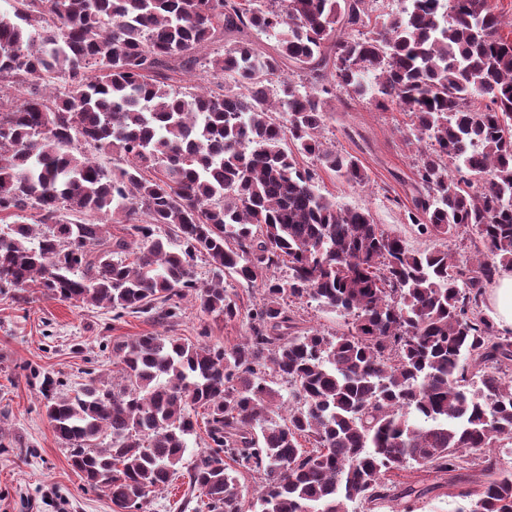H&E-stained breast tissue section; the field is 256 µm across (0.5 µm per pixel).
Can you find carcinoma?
Masks as SVG:
<instances>
[{
	"mask_svg": "<svg viewBox=\"0 0 512 512\" xmlns=\"http://www.w3.org/2000/svg\"><path fill=\"white\" fill-rule=\"evenodd\" d=\"M399 5L387 19L370 0H12L0 12V214L14 218L0 228V289L36 284L166 322L190 299L245 327L229 347L124 341L110 385L92 377L69 394L44 377L71 466L121 512H140L182 468L202 496L195 512L388 500L412 512L425 491L386 475L413 464L454 478L464 452L488 477L466 512H512L500 458L512 335L481 310L512 269V39L490 0ZM218 31L239 39L201 54ZM253 32L274 34L275 53L256 51ZM198 64L209 85L175 84ZM335 89L409 113L407 142L429 148L408 219L428 237L468 236L473 255L411 249L317 189L306 158L368 182L324 141ZM198 259L212 271L202 284ZM233 281L259 301L243 307ZM306 297L351 326L298 329L291 306ZM199 415L206 449L186 465ZM244 474L260 482L254 503Z\"/></svg>",
	"mask_w": 512,
	"mask_h": 512,
	"instance_id": "obj_1",
	"label": "carcinoma"
}]
</instances>
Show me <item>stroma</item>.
Listing matches in <instances>:
<instances>
[{
    "mask_svg": "<svg viewBox=\"0 0 512 512\" xmlns=\"http://www.w3.org/2000/svg\"><path fill=\"white\" fill-rule=\"evenodd\" d=\"M332 105L324 130L327 142L356 156L369 180L353 186L322 170L319 190L340 204L368 210L376 224L412 248L441 247V240L419 235L407 218L415 168V150L403 139L407 113L382 111L342 93ZM204 331L210 342L230 346L245 328L207 315L188 301L178 322L169 325L145 314L116 319L109 309L54 300L34 286L19 297L0 292V512H113L105 493L72 469L69 449L46 415L42 377L51 376L61 391L71 393L92 374L111 380L118 371L117 343L149 333L194 341ZM464 459L465 468L452 483L412 466L390 478L423 489L414 512H460L468 503L467 492L477 489L482 478L472 454Z\"/></svg>",
    "mask_w": 512,
    "mask_h": 512,
    "instance_id": "stroma-1",
    "label": "stroma"
}]
</instances>
